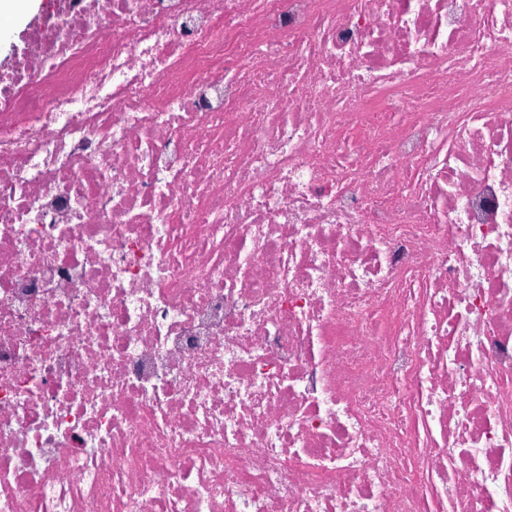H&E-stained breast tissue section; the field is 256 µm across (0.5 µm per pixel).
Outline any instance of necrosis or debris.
<instances>
[{"label":"necrosis or debris","mask_w":512,"mask_h":512,"mask_svg":"<svg viewBox=\"0 0 512 512\" xmlns=\"http://www.w3.org/2000/svg\"><path fill=\"white\" fill-rule=\"evenodd\" d=\"M50 2L0 512H512V0Z\"/></svg>","instance_id":"necrosis-or-debris-1"}]
</instances>
